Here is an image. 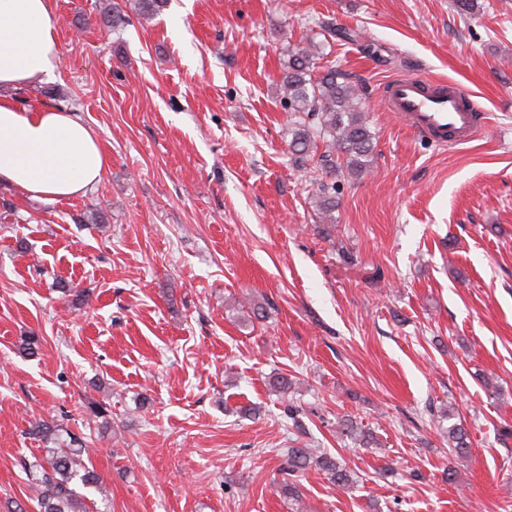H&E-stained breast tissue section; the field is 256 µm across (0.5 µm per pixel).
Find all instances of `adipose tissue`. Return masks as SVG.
<instances>
[{"label":"adipose tissue","mask_w":512,"mask_h":512,"mask_svg":"<svg viewBox=\"0 0 512 512\" xmlns=\"http://www.w3.org/2000/svg\"><path fill=\"white\" fill-rule=\"evenodd\" d=\"M60 60L52 0H0V86L53 80ZM109 163L77 111L0 100V186L37 200L73 199L99 183Z\"/></svg>","instance_id":"obj_1"}]
</instances>
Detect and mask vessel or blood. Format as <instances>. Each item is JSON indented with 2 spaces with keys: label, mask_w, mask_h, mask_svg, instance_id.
<instances>
[{
  "label": "vessel or blood",
  "mask_w": 512,
  "mask_h": 512,
  "mask_svg": "<svg viewBox=\"0 0 512 512\" xmlns=\"http://www.w3.org/2000/svg\"><path fill=\"white\" fill-rule=\"evenodd\" d=\"M384 94L389 109L436 146L466 144L475 136L478 106L460 84L433 90L423 78L405 77L389 81Z\"/></svg>",
  "instance_id": "vessel-or-blood-1"
}]
</instances>
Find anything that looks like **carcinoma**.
<instances>
[{
    "instance_id": "carcinoma-1",
    "label": "carcinoma",
    "mask_w": 512,
    "mask_h": 512,
    "mask_svg": "<svg viewBox=\"0 0 512 512\" xmlns=\"http://www.w3.org/2000/svg\"><path fill=\"white\" fill-rule=\"evenodd\" d=\"M167 0H134L138 17L150 19L160 13ZM287 62L280 80L282 100L290 112L292 131L290 147L306 154L316 139L325 143L317 168L321 173L310 181L311 198L324 215L336 207V181L332 176L342 169L353 174L363 171L373 152V137L362 106L364 88L353 77L334 65L322 64L320 43L309 41L303 47L286 46ZM336 434L354 443L368 445L373 441L349 417L336 419ZM448 447L457 456L469 453L468 433L462 424L448 427ZM83 446L50 448L46 457L27 467L28 477L38 488L39 512H94L97 495L108 498L103 479L80 460ZM315 466L339 489L354 483L351 471L335 457L315 448H292L288 453V475Z\"/></svg>"
}]
</instances>
